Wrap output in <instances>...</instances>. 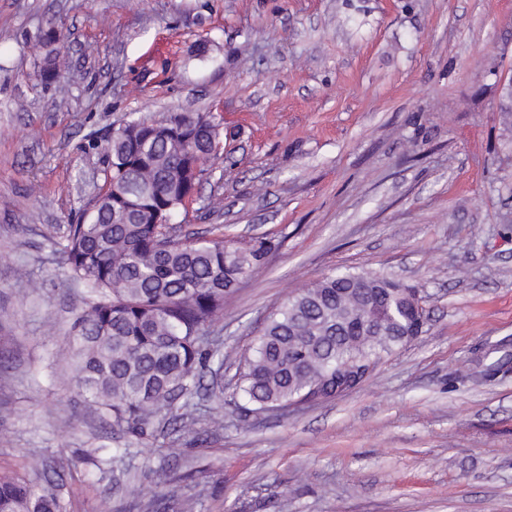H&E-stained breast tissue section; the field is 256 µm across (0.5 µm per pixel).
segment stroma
Returning <instances> with one entry per match:
<instances>
[{"label":"stroma","instance_id":"obj_1","mask_svg":"<svg viewBox=\"0 0 512 512\" xmlns=\"http://www.w3.org/2000/svg\"><path fill=\"white\" fill-rule=\"evenodd\" d=\"M55 24L61 90L37 79ZM512 0H0V475L47 464L67 512H512ZM210 113L220 150L172 217L271 250L224 296V406L144 439L88 411L77 223L127 117ZM418 290L423 332L357 388L254 411L266 318L337 270Z\"/></svg>","mask_w":512,"mask_h":512}]
</instances>
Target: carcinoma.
<instances>
[{
  "instance_id": "obj_1",
  "label": "carcinoma",
  "mask_w": 512,
  "mask_h": 512,
  "mask_svg": "<svg viewBox=\"0 0 512 512\" xmlns=\"http://www.w3.org/2000/svg\"><path fill=\"white\" fill-rule=\"evenodd\" d=\"M60 32L39 35L40 81L61 82ZM219 123L175 113L122 122L103 147L106 190L77 224L48 229L70 278L93 299L76 320L84 402L139 438L156 424H195L188 397L200 372L224 371L221 344L205 325L224 294L263 262L270 246L182 240L171 218L216 153ZM376 273H332L269 316L239 368L238 389L257 409L331 397L358 385L416 333L420 315ZM0 512H66L56 485L0 476Z\"/></svg>"
}]
</instances>
